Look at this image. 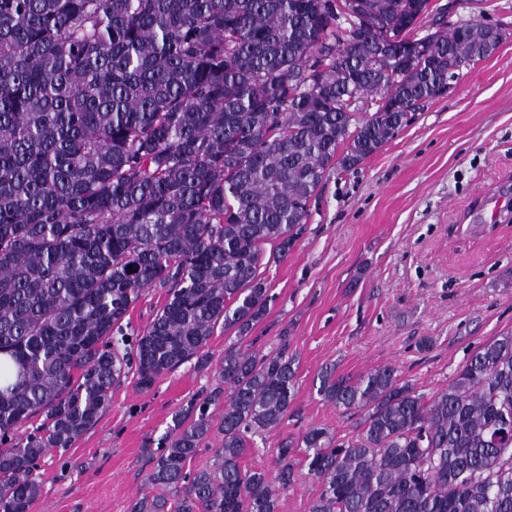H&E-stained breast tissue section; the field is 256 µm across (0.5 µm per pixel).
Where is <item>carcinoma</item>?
Instances as JSON below:
<instances>
[{"label":"carcinoma","instance_id":"carcinoma-1","mask_svg":"<svg viewBox=\"0 0 512 512\" xmlns=\"http://www.w3.org/2000/svg\"><path fill=\"white\" fill-rule=\"evenodd\" d=\"M445 18L429 0H0V512H29L38 460L98 423L112 385L208 364L219 326L236 339L217 386L176 411L130 512H279L300 458L308 512H512L511 332L429 398L392 365L327 367L317 394L362 413L354 433L284 439L273 481L241 462L294 401L288 337L249 342L263 260L288 256L327 174L494 51L486 25ZM149 288L164 303L131 337Z\"/></svg>","mask_w":512,"mask_h":512}]
</instances>
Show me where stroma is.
Listing matches in <instances>:
<instances>
[{
    "mask_svg": "<svg viewBox=\"0 0 512 512\" xmlns=\"http://www.w3.org/2000/svg\"><path fill=\"white\" fill-rule=\"evenodd\" d=\"M474 21L507 36L380 151L331 174L288 258L265 266L274 300L252 334L266 352L287 343L295 399L246 467L274 473L280 442L314 426L351 434L356 416L317 393L322 369L355 379L391 364L430 396L481 343L512 331V213L470 229L481 193H512V0H458L447 17L452 27ZM228 343L216 330L208 365L185 362L147 391L122 378L94 428L41 458L30 512H130L174 413L214 388Z\"/></svg>",
    "mask_w": 512,
    "mask_h": 512,
    "instance_id": "35a3bbf8",
    "label": "stroma"
}]
</instances>
